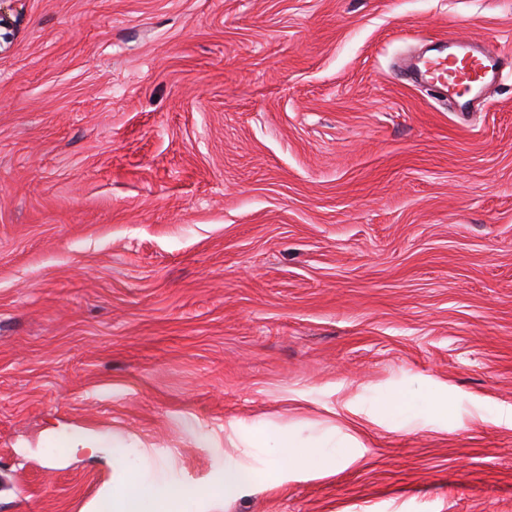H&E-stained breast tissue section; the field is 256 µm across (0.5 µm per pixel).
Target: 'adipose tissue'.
<instances>
[{
	"label": "adipose tissue",
	"mask_w": 512,
	"mask_h": 512,
	"mask_svg": "<svg viewBox=\"0 0 512 512\" xmlns=\"http://www.w3.org/2000/svg\"><path fill=\"white\" fill-rule=\"evenodd\" d=\"M266 471L286 465L318 466L334 458L340 443L334 439L314 441L313 451H304L303 441L281 433L261 434L246 439ZM111 512H170L182 491L158 480L146 466L143 454L134 448L121 450L112 460Z\"/></svg>",
	"instance_id": "obj_1"
}]
</instances>
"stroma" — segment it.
<instances>
[{"mask_svg": "<svg viewBox=\"0 0 512 512\" xmlns=\"http://www.w3.org/2000/svg\"><path fill=\"white\" fill-rule=\"evenodd\" d=\"M0 54V512H512V73L462 115L420 42L512 0H24ZM421 388L404 426L367 408ZM78 435L52 448L47 431ZM337 435L260 471L241 437ZM251 480L221 493L227 461ZM109 496L113 512H169L172 502L183 498L185 493L159 481L137 448H124L112 459Z\"/></svg>", "mask_w": 512, "mask_h": 512, "instance_id": "35a3bbf8", "label": "stroma"}]
</instances>
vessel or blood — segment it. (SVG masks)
I'll return each mask as SVG.
<instances>
[{"mask_svg": "<svg viewBox=\"0 0 512 512\" xmlns=\"http://www.w3.org/2000/svg\"><path fill=\"white\" fill-rule=\"evenodd\" d=\"M507 71L512 72V53L478 39L432 41L398 67L400 80L432 88L462 112Z\"/></svg>", "mask_w": 512, "mask_h": 512, "instance_id": "vessel-or-blood-1", "label": "vessel or blood"}]
</instances>
